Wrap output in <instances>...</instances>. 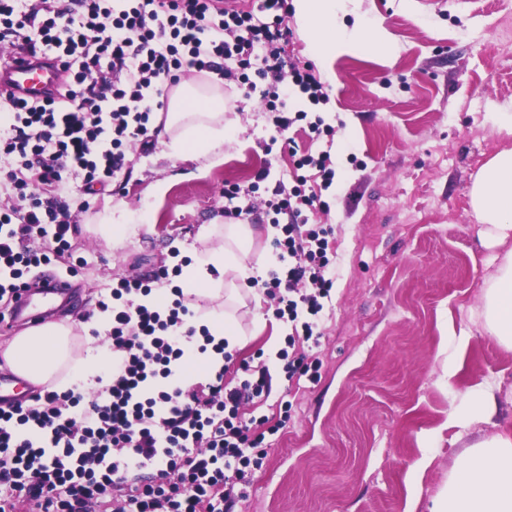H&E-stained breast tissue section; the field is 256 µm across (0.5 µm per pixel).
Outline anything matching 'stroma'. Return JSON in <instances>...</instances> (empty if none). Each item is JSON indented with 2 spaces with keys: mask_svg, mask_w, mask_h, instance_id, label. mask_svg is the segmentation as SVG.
<instances>
[{
  "mask_svg": "<svg viewBox=\"0 0 512 512\" xmlns=\"http://www.w3.org/2000/svg\"><path fill=\"white\" fill-rule=\"evenodd\" d=\"M512 0H352L337 25L383 18L396 40L389 62L365 51L338 55L320 79L329 101L319 109L331 134L312 138L306 123L277 132L262 89L224 90L236 125L223 163L168 154L163 142L129 147L130 173L119 186L86 196L79 182L60 194L79 220L71 254L48 272L77 287L68 312L83 321L111 301L116 278L150 276L179 256L191 264L223 245V189L240 187L238 206L253 231L244 262L250 274L221 278L223 296L245 344L228 351L227 378L243 365L269 367V397L245 405L243 419L270 433L259 462L234 487L232 512H430L456 458L482 437L512 431V349L490 336L480 316L495 248L470 207L479 167L512 148V135L489 116L512 107ZM330 151L336 178L328 213L310 225L327 230L335 273L331 300L307 349L318 378L287 379L277 358L291 333L270 298L254 303L253 274L268 275L279 251L264 202L289 180L298 154ZM263 182H256L258 172ZM138 231L115 249L92 232L106 210ZM210 227L200 241L201 227ZM457 367L447 378L448 367ZM494 388L492 422L447 425L478 385ZM430 465H413L421 455Z\"/></svg>",
  "mask_w": 512,
  "mask_h": 512,
  "instance_id": "stroma-1",
  "label": "stroma"
}]
</instances>
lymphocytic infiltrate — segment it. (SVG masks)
<instances>
[{"label": "lymphocytic infiltrate", "mask_w": 512, "mask_h": 512, "mask_svg": "<svg viewBox=\"0 0 512 512\" xmlns=\"http://www.w3.org/2000/svg\"><path fill=\"white\" fill-rule=\"evenodd\" d=\"M288 0H260L256 10L224 0H0V65L22 53L38 63L60 60L63 76L44 98L0 88V299L14 296L30 268L71 248V212L55 189L81 180L87 193L127 176L124 147L153 145L167 88L189 72L212 73L238 89L267 84L273 124L298 121L321 134L324 120L288 111L291 96L310 107L329 95L309 63L286 62L291 37ZM293 186L278 184L268 208L285 216L276 246L288 263L264 286L278 316L299 324L289 344L313 340L323 301L334 286L328 241L310 229L313 211H329L321 196L336 177L330 152L301 156ZM321 179L307 187L305 169ZM43 241L31 249L30 240ZM152 279L123 277L111 295L108 336L121 359L105 395L47 391L31 404L0 407V512H230L234 479L244 478L264 440L238 419L243 402L269 396L268 367L249 368L239 384L216 373L190 382L185 372L196 341L223 353L208 328L188 325L181 287L171 305L140 304ZM165 463L157 480H129L130 470Z\"/></svg>", "instance_id": "1"}]
</instances>
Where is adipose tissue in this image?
I'll list each match as a JSON object with an SVG mask.
<instances>
[{"label":"adipose tissue","mask_w":512,"mask_h":512,"mask_svg":"<svg viewBox=\"0 0 512 512\" xmlns=\"http://www.w3.org/2000/svg\"><path fill=\"white\" fill-rule=\"evenodd\" d=\"M347 3L292 0L312 56L322 63L345 49H367L389 58L395 40L383 20H368L349 31L337 28L336 16ZM225 110L219 82L172 85L165 119L167 148L179 157L218 160L229 131ZM469 196L475 222L489 226L493 244L504 249L485 283L482 317L487 332L512 349V148L498 151L480 167ZM244 232V225L230 226L232 246L207 250L185 269V281L195 293L212 294L214 272L243 271L233 247L241 243ZM111 322V311L98 309L83 323L79 335L71 325L48 323L15 336L0 358L32 385L57 392L98 393L110 383L111 366L120 356L111 354L109 364H102L93 333ZM431 512H512V434L500 432L468 447L449 472Z\"/></svg>","instance_id":"1"}]
</instances>
